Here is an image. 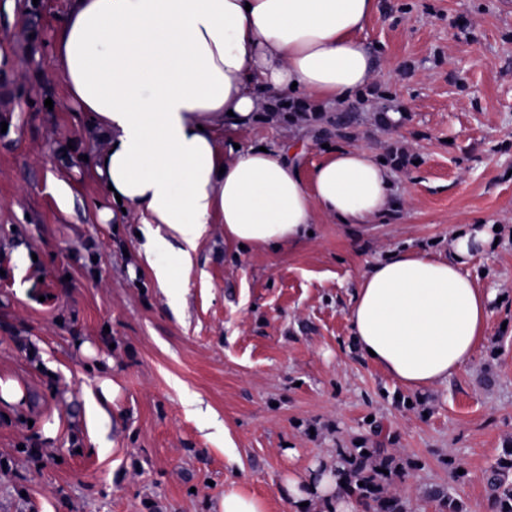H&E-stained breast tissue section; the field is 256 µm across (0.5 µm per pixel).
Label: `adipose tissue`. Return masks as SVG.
Returning <instances> with one entry per match:
<instances>
[{
	"mask_svg": "<svg viewBox=\"0 0 512 512\" xmlns=\"http://www.w3.org/2000/svg\"><path fill=\"white\" fill-rule=\"evenodd\" d=\"M376 0H70L53 50L70 100L104 149L103 185L140 211L146 250L171 237L195 251L210 225L225 242L279 249L307 239L318 215L364 227L391 204L376 153L338 146L302 174L293 144L222 149L216 132L247 127L287 97L325 107L356 99L376 74L361 39ZM466 224L449 257L423 250L371 262L353 293L351 342L404 389L447 381L487 339L491 295L463 267L492 246ZM333 458L288 475L287 512H362Z\"/></svg>",
	"mask_w": 512,
	"mask_h": 512,
	"instance_id": "adipose-tissue-1",
	"label": "adipose tissue"
}]
</instances>
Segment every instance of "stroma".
Listing matches in <instances>:
<instances>
[{
  "label": "stroma",
  "instance_id": "obj_1",
  "mask_svg": "<svg viewBox=\"0 0 512 512\" xmlns=\"http://www.w3.org/2000/svg\"><path fill=\"white\" fill-rule=\"evenodd\" d=\"M68 7L0 0V379L26 396L0 400V512H207L233 487L284 512L288 473L361 440L422 459L407 512H439L425 491L451 459L470 473L453 494L485 503L483 474L512 447V0H377L356 142L402 161L395 204L370 227L323 217L303 244L240 251L213 224L191 256L173 241L148 258L54 63ZM382 112L400 124L379 125ZM293 135L306 173L337 144L280 111L218 138ZM463 224L497 227L464 267L495 297L488 339L447 384L402 389L352 347L353 290L393 251L447 255ZM106 378L108 419L87 429Z\"/></svg>",
  "mask_w": 512,
  "mask_h": 512
}]
</instances>
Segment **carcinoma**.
I'll return each mask as SVG.
<instances>
[{
    "label": "carcinoma",
    "instance_id": "cac0c4a2",
    "mask_svg": "<svg viewBox=\"0 0 512 512\" xmlns=\"http://www.w3.org/2000/svg\"><path fill=\"white\" fill-rule=\"evenodd\" d=\"M322 120L323 132L334 134L338 139L356 138L359 114L356 112L312 113ZM340 467L339 478L350 494L363 506L365 512H405L402 499L394 492L397 484L423 469L419 460L399 461L391 448H374L365 444L354 448L336 449ZM484 482L487 490L488 512H512V448L486 470ZM440 512H468L464 503L444 487L429 492Z\"/></svg>",
    "mask_w": 512,
    "mask_h": 512
}]
</instances>
